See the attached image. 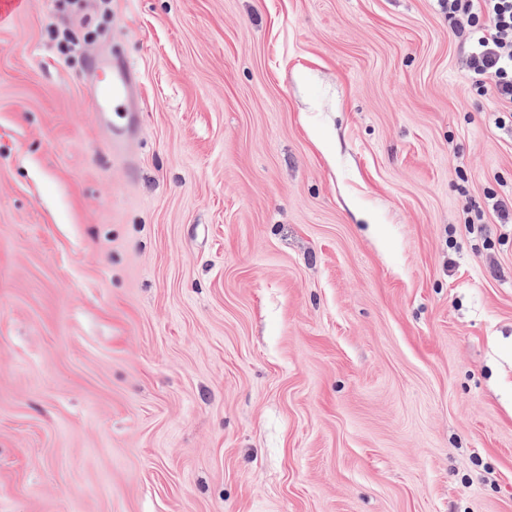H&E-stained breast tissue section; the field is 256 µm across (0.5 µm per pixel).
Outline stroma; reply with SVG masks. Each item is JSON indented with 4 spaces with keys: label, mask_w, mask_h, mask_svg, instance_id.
<instances>
[{
    "label": "stroma",
    "mask_w": 512,
    "mask_h": 512,
    "mask_svg": "<svg viewBox=\"0 0 512 512\" xmlns=\"http://www.w3.org/2000/svg\"><path fill=\"white\" fill-rule=\"evenodd\" d=\"M464 63L440 0H0V512H512ZM102 73H106L104 69L96 75V99L98 104L107 101L112 102L120 101L129 88L136 81V72L133 65L128 61H113L112 62V78H109L108 83L102 84L99 81V76Z\"/></svg>",
    "instance_id": "stroma-1"
}]
</instances>
